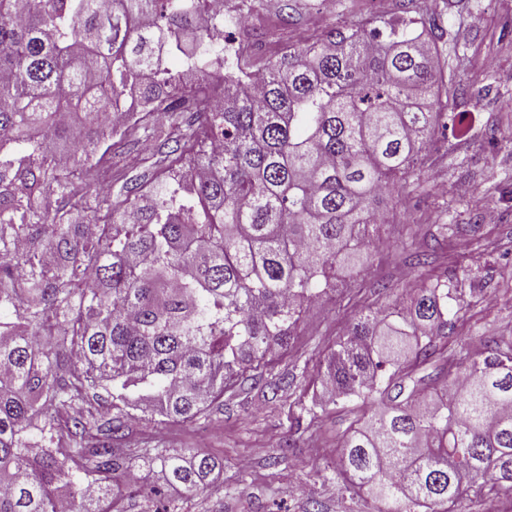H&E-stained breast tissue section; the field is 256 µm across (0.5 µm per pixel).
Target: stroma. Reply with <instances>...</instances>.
<instances>
[{
    "label": "stroma",
    "mask_w": 512,
    "mask_h": 512,
    "mask_svg": "<svg viewBox=\"0 0 512 512\" xmlns=\"http://www.w3.org/2000/svg\"><path fill=\"white\" fill-rule=\"evenodd\" d=\"M291 23L280 17L282 0H229V15L247 10L249 50L258 54L312 40L327 28L369 26L389 19L399 0H292ZM441 48L454 80L448 85L463 118L447 140L422 152L423 177L405 206L384 204L389 221L371 227L381 246L366 264L337 271L335 286L310 308L272 376L287 387L268 398L251 385L225 395L208 418L156 428L138 424L128 440L138 448L199 451L224 461V486L212 496L178 499V512H379L366 495L335 479L341 439L364 413L360 401L329 403L321 367L349 327L352 312L386 307L410 294L420 280L447 276L462 291L466 309L453 318L435 355L404 371L403 393L427 390L453 372L460 357L484 350L488 337L512 346V142L488 147L485 133L512 132V0H440ZM157 145L134 135L112 153V173L142 175L161 163ZM428 255L426 267L413 255ZM467 278H457L459 265ZM297 450L279 467L270 458L285 439Z\"/></svg>",
    "instance_id": "stroma-1"
}]
</instances>
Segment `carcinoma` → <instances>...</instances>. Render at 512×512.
<instances>
[{
  "label": "carcinoma",
  "mask_w": 512,
  "mask_h": 512,
  "mask_svg": "<svg viewBox=\"0 0 512 512\" xmlns=\"http://www.w3.org/2000/svg\"><path fill=\"white\" fill-rule=\"evenodd\" d=\"M204 0H0V512H112L144 469L155 512L210 496L224 463L119 444L195 422L266 380L329 273L364 261L384 195L455 113L430 18L334 27L262 65H227ZM179 57L195 83L167 60ZM248 70L255 92L239 89ZM139 97L129 128L105 114ZM66 112V122L57 113ZM141 130L167 164L124 180L112 150ZM78 134L66 168L52 141ZM99 169L107 186L86 180ZM448 281L363 312L328 358L329 401L370 406L338 472L387 512H453L472 488L512 494V347L466 354L456 390L389 396L448 335Z\"/></svg>",
  "instance_id": "cac0c4a2"
}]
</instances>
